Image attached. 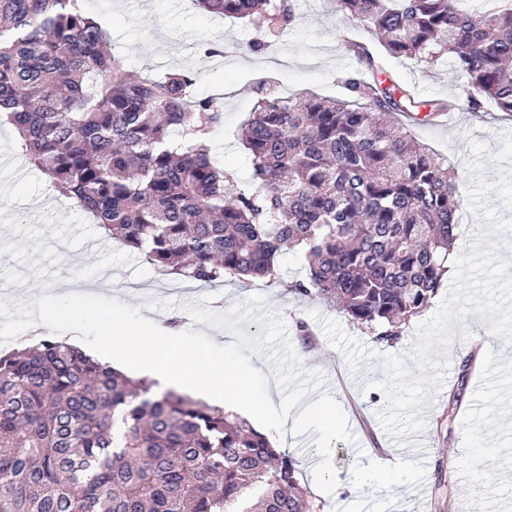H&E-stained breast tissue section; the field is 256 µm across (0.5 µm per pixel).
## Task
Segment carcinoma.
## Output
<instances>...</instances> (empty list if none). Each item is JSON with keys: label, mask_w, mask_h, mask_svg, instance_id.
I'll list each match as a JSON object with an SVG mask.
<instances>
[{"label": "carcinoma", "mask_w": 512, "mask_h": 512, "mask_svg": "<svg viewBox=\"0 0 512 512\" xmlns=\"http://www.w3.org/2000/svg\"><path fill=\"white\" fill-rule=\"evenodd\" d=\"M266 22L278 0H194ZM365 23L390 57L464 79L473 112L512 116V0H327ZM347 48L367 78L345 99L263 95L241 142L243 185L211 155L219 98L191 70L136 76L82 0H0V117L64 196L163 275L278 284L280 254L305 262L287 285L397 343L448 278L459 203L448 164L401 116L419 101L369 45ZM57 336L0 354V512H311L296 461L250 422L187 395L155 396Z\"/></svg>", "instance_id": "cac0c4a2"}]
</instances>
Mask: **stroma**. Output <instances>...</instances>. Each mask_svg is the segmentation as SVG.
<instances>
[{"label": "stroma", "instance_id": "1", "mask_svg": "<svg viewBox=\"0 0 512 512\" xmlns=\"http://www.w3.org/2000/svg\"><path fill=\"white\" fill-rule=\"evenodd\" d=\"M290 3L292 24L263 50L255 47L265 37L261 19L220 18L193 0H85V8L107 31L127 70L158 79L171 70L192 69L199 76L200 94H222L224 126L212 141V155L243 181L251 161L238 134L257 101V86L269 84L279 96L303 91L346 96L343 80L359 70L345 49L346 38L374 41L356 20L330 14L326 0ZM218 39L234 48V55L205 57L203 47ZM388 68L415 87L420 98L459 99L451 124L416 126L412 132L455 174L461 224L453 252L461 254L479 228L464 204L471 181L469 144L477 141L498 152L503 135L512 132V117L491 108L470 111L459 98L461 81L448 62L426 70L400 57L390 59ZM51 187L49 177L24 155L13 127L0 122V300L27 303L44 294L63 295L59 278L65 274L79 283L81 293L118 299L148 319L161 314L178 318L181 330L230 344L241 332L258 335L259 326L199 324L186 304L224 314L245 305L251 295H263L265 314L281 317L289 327L299 319L308 323L314 344L299 358L304 368L322 374L323 391L345 419L337 440L340 451L327 458V481L313 466L315 450L323 443L318 421L306 420L296 433L274 437L277 447L297 460L318 512H336L340 501L359 505L375 498L389 500L392 512H512V344L502 341L486 349V320L468 315L464 334L455 335L446 349V378L423 410L424 429L414 436L424 454H405L380 422L389 399L379 384L387 379L385 356L408 352L416 324L406 326L390 347L341 310L299 302L260 279L233 278L214 287L159 277L141 254L107 236L88 216L76 214L71 199L55 195ZM467 358L472 365L465 372L461 363ZM463 372L468 379L462 386L458 378ZM389 455L402 456L412 467L413 485L343 492L351 470Z\"/></svg>", "mask_w": 512, "mask_h": 512}]
</instances>
